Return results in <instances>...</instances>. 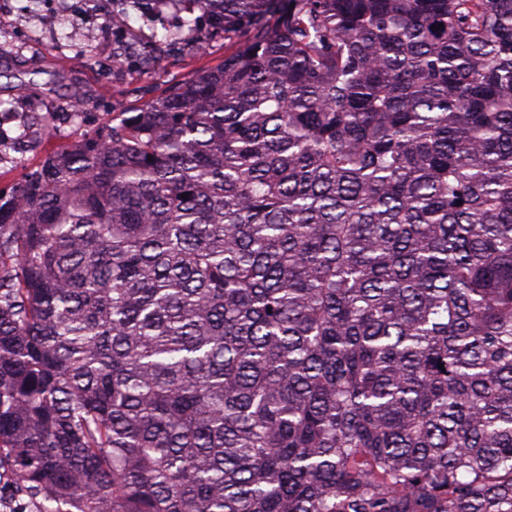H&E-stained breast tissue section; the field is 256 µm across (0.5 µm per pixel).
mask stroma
Masks as SVG:
<instances>
[{
  "label": "stroma",
  "instance_id": "35a3bbf8",
  "mask_svg": "<svg viewBox=\"0 0 512 512\" xmlns=\"http://www.w3.org/2000/svg\"><path fill=\"white\" fill-rule=\"evenodd\" d=\"M52 2L0 0V111L24 106L36 124H55L51 133L39 134L25 147L21 165L0 169V189L20 182L58 148L222 63L247 40L243 31L227 37L212 30L198 2L195 25L184 28L178 40L168 36L170 16L149 22L133 17L114 38L127 47L116 62L109 48L84 49L69 39L71 28L92 23L112 0H69L61 24ZM77 87L84 94V110L74 114L64 106Z\"/></svg>",
  "mask_w": 512,
  "mask_h": 512
}]
</instances>
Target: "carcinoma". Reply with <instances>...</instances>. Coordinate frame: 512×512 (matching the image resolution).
I'll return each instance as SVG.
<instances>
[{
    "mask_svg": "<svg viewBox=\"0 0 512 512\" xmlns=\"http://www.w3.org/2000/svg\"><path fill=\"white\" fill-rule=\"evenodd\" d=\"M198 1L244 47L0 192V475L39 512H512V0L114 26Z\"/></svg>",
    "mask_w": 512,
    "mask_h": 512,
    "instance_id": "obj_1",
    "label": "carcinoma"
}]
</instances>
